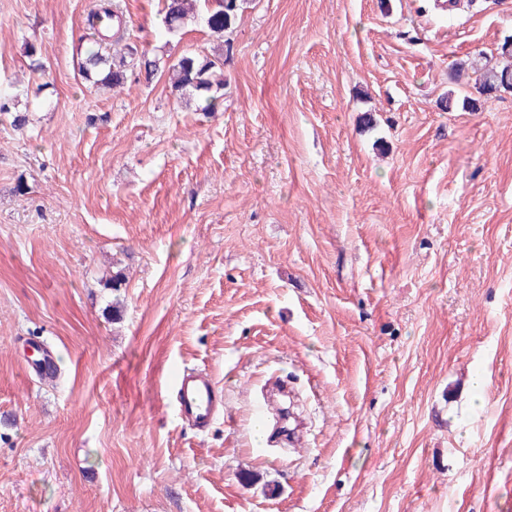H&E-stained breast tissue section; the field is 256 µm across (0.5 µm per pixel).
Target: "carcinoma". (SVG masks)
Listing matches in <instances>:
<instances>
[{"label":"carcinoma","mask_w":512,"mask_h":512,"mask_svg":"<svg viewBox=\"0 0 512 512\" xmlns=\"http://www.w3.org/2000/svg\"><path fill=\"white\" fill-rule=\"evenodd\" d=\"M244 0H164L163 23L167 33L176 35L190 23L201 19L210 32L222 38L221 45L208 54L186 53L175 59L151 55L131 44H123L126 28L120 26L112 41V51L102 46L87 51L84 75L95 87L108 86L114 89L124 86L127 72L137 68L150 79L157 74L166 77L173 92L187 104H194L199 112H213L223 104L224 52L231 49L224 34L230 32L243 8ZM122 17L119 0H112V8L103 7L90 12L87 21L90 27L105 23L110 16ZM512 59V44L504 42L500 56H482L476 62L477 89L480 97L466 96L462 107L475 111L480 98L501 92H512V62L502 63L503 58Z\"/></svg>","instance_id":"cac0c4a2"}]
</instances>
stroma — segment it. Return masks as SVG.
I'll list each match as a JSON object with an SVG mask.
<instances>
[{
  "label": "stroma",
  "instance_id": "stroma-1",
  "mask_svg": "<svg viewBox=\"0 0 512 512\" xmlns=\"http://www.w3.org/2000/svg\"><path fill=\"white\" fill-rule=\"evenodd\" d=\"M434 3L248 0L206 113L89 89L92 0H0V512H512V92L438 105L512 0ZM122 11L139 47L214 46ZM272 377L290 449L252 445ZM176 412L183 421H188L203 430L213 422L216 407V386L213 380L190 369L176 374Z\"/></svg>",
  "mask_w": 512,
  "mask_h": 512
}]
</instances>
